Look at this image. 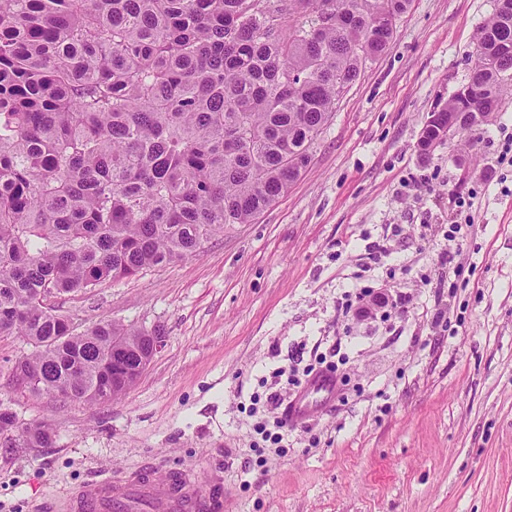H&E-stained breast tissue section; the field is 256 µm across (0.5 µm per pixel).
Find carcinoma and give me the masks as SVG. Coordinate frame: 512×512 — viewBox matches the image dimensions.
I'll list each match as a JSON object with an SVG mask.
<instances>
[{"mask_svg":"<svg viewBox=\"0 0 512 512\" xmlns=\"http://www.w3.org/2000/svg\"><path fill=\"white\" fill-rule=\"evenodd\" d=\"M411 0H0V336L34 350L13 376L33 395L114 400L112 344L139 359L144 329L77 333L53 297L195 256L288 191L367 60ZM379 38L367 40L373 28ZM480 93L443 117L489 122L512 92V16L478 31ZM424 153L449 139L426 123ZM28 448L48 427L0 435Z\"/></svg>","mask_w":512,"mask_h":512,"instance_id":"cac0c4a2","label":"carcinoma"}]
</instances>
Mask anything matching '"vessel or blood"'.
Wrapping results in <instances>:
<instances>
[{"instance_id": "vessel-or-blood-1", "label": "vessel or blood", "mask_w": 512, "mask_h": 512, "mask_svg": "<svg viewBox=\"0 0 512 512\" xmlns=\"http://www.w3.org/2000/svg\"><path fill=\"white\" fill-rule=\"evenodd\" d=\"M336 395V380L328 373L312 376L295 395L288 407V421L302 424L319 414ZM137 512L146 506L148 512H214L221 507L220 497L200 491L189 477L150 481L131 477L117 483L112 480L90 481L78 512H115L117 506Z\"/></svg>"}]
</instances>
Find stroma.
<instances>
[{
	"mask_svg": "<svg viewBox=\"0 0 512 512\" xmlns=\"http://www.w3.org/2000/svg\"><path fill=\"white\" fill-rule=\"evenodd\" d=\"M493 8L412 0L340 94L306 170L254 223L59 299L83 329L162 330L119 399L32 396L11 375L32 345L0 336V405L53 433L44 448L0 438V512H74L87 481L134 471L193 474L222 488L223 512H512V95L480 130L419 150ZM363 287L404 296V313L343 314ZM325 356L339 367L334 403L256 466L253 401L288 396L292 368Z\"/></svg>",
	"mask_w": 512,
	"mask_h": 512,
	"instance_id": "obj_1",
	"label": "stroma"
}]
</instances>
